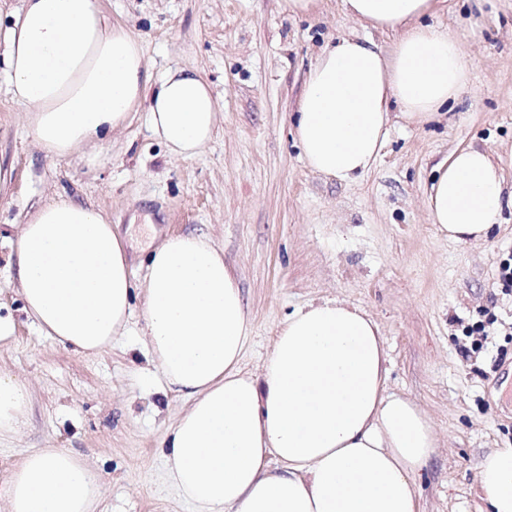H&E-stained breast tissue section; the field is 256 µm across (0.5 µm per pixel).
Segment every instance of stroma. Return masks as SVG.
Returning a JSON list of instances; mask_svg holds the SVG:
<instances>
[{
    "label": "stroma",
    "instance_id": "35a3bbf8",
    "mask_svg": "<svg viewBox=\"0 0 512 512\" xmlns=\"http://www.w3.org/2000/svg\"><path fill=\"white\" fill-rule=\"evenodd\" d=\"M108 24L143 46L153 77L195 71L219 103L212 140L170 156L145 115L65 158L40 153L28 109L9 91L0 43V369L31 393L17 434L0 440V512L12 472L36 448H68L103 477L97 512H194L167 477L160 442L188 407L161 389L143 353L148 258L164 235L208 236L237 275L251 336L241 360L258 371L289 315L340 299L379 325L386 390L431 417L441 446L415 479L421 512H486L482 458L512 448V295L498 264L512 252V207L480 242L448 241L427 191L453 151H490L512 192V0H440L429 23L463 34L467 78L429 121L392 111L370 171L351 183L311 171L292 117L318 54L346 35L390 53L397 32L349 16L343 0L296 15L285 0H95ZM108 217L138 286L111 345L79 354L44 336L23 310L15 265L21 224L49 197ZM484 325L475 338L467 330Z\"/></svg>",
    "mask_w": 512,
    "mask_h": 512
}]
</instances>
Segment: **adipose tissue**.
Wrapping results in <instances>:
<instances>
[{
  "mask_svg": "<svg viewBox=\"0 0 512 512\" xmlns=\"http://www.w3.org/2000/svg\"><path fill=\"white\" fill-rule=\"evenodd\" d=\"M348 14L399 31L390 54L338 37L311 66L294 123L315 173L352 181L375 163L391 104L425 121L466 79L461 43L425 23L435 0H343ZM12 95L27 104L46 155L64 157L129 125L138 112L169 155L212 138L218 101L197 73L153 80L140 40L107 25L94 0H23L0 34ZM507 203L490 154L463 149L433 182L428 208L449 239L476 242ZM24 310L78 353L102 350L132 311L122 240L94 209L40 207L17 251ZM145 346L164 387L190 402L163 440L168 478L195 512H420L414 479L437 433L411 400L386 392L387 354L362 309L325 300L289 316L259 373L240 362L250 323L238 279L203 234L165 237L148 265ZM29 391L0 372V438L22 425ZM479 483L490 512H512V448L487 454ZM102 478L64 448L28 453L6 489L9 512H96Z\"/></svg>",
  "mask_w": 512,
  "mask_h": 512,
  "instance_id": "1",
  "label": "adipose tissue"
}]
</instances>
